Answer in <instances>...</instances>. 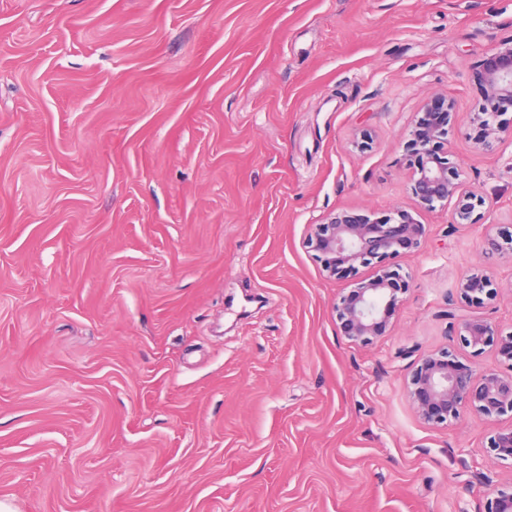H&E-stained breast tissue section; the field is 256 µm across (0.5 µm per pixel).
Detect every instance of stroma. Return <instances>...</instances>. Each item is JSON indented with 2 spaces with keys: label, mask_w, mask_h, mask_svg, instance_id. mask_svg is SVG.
<instances>
[{
  "label": "stroma",
  "mask_w": 512,
  "mask_h": 512,
  "mask_svg": "<svg viewBox=\"0 0 512 512\" xmlns=\"http://www.w3.org/2000/svg\"><path fill=\"white\" fill-rule=\"evenodd\" d=\"M512 0H0V501L13 512H482L493 425L415 414L460 280L512 328V141L476 148ZM454 104L461 192L418 211L386 336L338 335L372 274L305 245L333 210L411 209L404 145ZM486 199L478 194L471 193L465 196H461L457 206V218L458 223L461 224H475L480 218L481 213L475 212L486 206ZM475 215V216H474ZM497 295L490 276L484 273H473L463 279L457 288V297L461 303H484V300L491 301Z\"/></svg>",
  "instance_id": "35a3bbf8"
}]
</instances>
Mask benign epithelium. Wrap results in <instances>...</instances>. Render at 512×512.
I'll list each match as a JSON object with an SVG mask.
<instances>
[{
    "label": "benign epithelium",
    "mask_w": 512,
    "mask_h": 512,
    "mask_svg": "<svg viewBox=\"0 0 512 512\" xmlns=\"http://www.w3.org/2000/svg\"><path fill=\"white\" fill-rule=\"evenodd\" d=\"M485 86L482 111L477 113L484 131L480 148L495 151L504 136L512 138V121L502 120L504 103L512 102V39L496 44L478 74ZM453 103L438 96L428 100L414 121L406 150L418 158L411 193L418 207L434 209L459 197L457 218L461 224H475L476 211L486 206L478 194L460 195L459 164L439 142L448 135ZM428 234L406 209H394L376 217L345 210L330 213L321 224L311 225L306 246L317 252L323 270L340 276L359 266H374L373 277L357 284L334 306L340 335L355 344H370L383 336L392 323L401 294L409 287L402 274L401 260L416 251ZM497 295L490 276L473 273L457 288L466 303L491 301ZM448 319L458 323L462 344L479 355L494 350L508 370H484L462 362L449 349L421 357L408 383V396L418 416L438 426L465 413L491 421L512 419V331L505 333L485 319L448 303ZM489 452L512 467V425L496 428L489 437ZM478 493L485 499L483 512H512V482L494 484L479 481Z\"/></svg>",
    "instance_id": "1"
}]
</instances>
